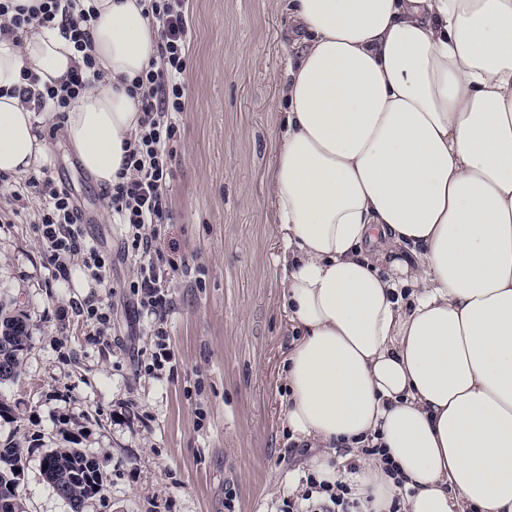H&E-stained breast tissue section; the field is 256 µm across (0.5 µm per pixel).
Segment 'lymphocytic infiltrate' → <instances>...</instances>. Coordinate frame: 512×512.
Here are the masks:
<instances>
[{
  "label": "lymphocytic infiltrate",
  "mask_w": 512,
  "mask_h": 512,
  "mask_svg": "<svg viewBox=\"0 0 512 512\" xmlns=\"http://www.w3.org/2000/svg\"><path fill=\"white\" fill-rule=\"evenodd\" d=\"M146 10L157 27L160 65L136 77L129 90L141 101L139 130L125 149V162L119 180L106 192L113 223L125 229L126 254L137 264V277L129 288L135 296L137 315L152 316L151 328L159 343L152 355L153 368H162L171 357L164 343L165 317L169 308L166 277L183 266L185 259L176 247H163L160 225L173 220L169 187L173 143L177 134L176 116L184 110L183 75L189 59V22L184 0H144ZM94 15L83 0H42L27 9L0 0V36L31 25L56 26L82 54V62L70 79L57 88L40 92L35 76H27L26 101L36 111L63 119L66 109L83 91L105 79L90 54L89 22ZM26 191L38 199L35 221L40 226V242L51 266L53 277H66L72 259L81 258L89 275L105 281L109 260L99 248L87 241L81 218L69 189L57 184L47 173L31 176ZM301 512H362V504L350 482L336 484L317 481L307 475L299 496Z\"/></svg>",
  "instance_id": "obj_1"
}]
</instances>
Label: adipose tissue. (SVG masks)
<instances>
[{"instance_id":"obj_1","label":"adipose tissue","mask_w":512,"mask_h":512,"mask_svg":"<svg viewBox=\"0 0 512 512\" xmlns=\"http://www.w3.org/2000/svg\"><path fill=\"white\" fill-rule=\"evenodd\" d=\"M107 76L60 134L101 187L139 129L127 88L158 60L143 0H85ZM296 33L268 172L285 241L292 439L336 483L339 449L389 512H512V0H283ZM82 57L59 29L0 38V173L51 166L23 72L59 87Z\"/></svg>"}]
</instances>
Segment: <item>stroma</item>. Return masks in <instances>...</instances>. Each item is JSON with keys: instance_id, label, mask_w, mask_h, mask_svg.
<instances>
[{"instance_id": "stroma-1", "label": "stroma", "mask_w": 512, "mask_h": 512, "mask_svg": "<svg viewBox=\"0 0 512 512\" xmlns=\"http://www.w3.org/2000/svg\"><path fill=\"white\" fill-rule=\"evenodd\" d=\"M190 59L171 181L175 242L187 265L171 278V362L149 371L154 338L136 318L103 190L58 136L50 173L70 191L86 239L111 253L104 282L52 280L33 213L0 182V302L26 313L31 345L20 375L0 383L9 414L0 444L21 448L17 493L27 512H71L42 459L70 446L107 477L85 512H285L310 470L286 430L281 365L293 339L282 306L266 167L284 130L275 103L288 59L280 0H188ZM112 309L111 337L77 313Z\"/></svg>"}]
</instances>
